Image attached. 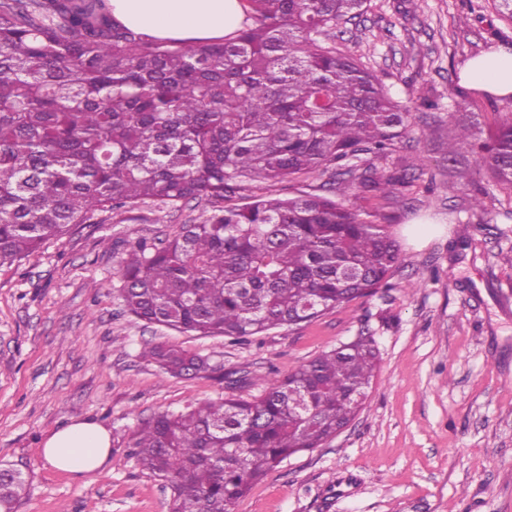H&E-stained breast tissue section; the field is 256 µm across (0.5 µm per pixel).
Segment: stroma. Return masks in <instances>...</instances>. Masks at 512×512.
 <instances>
[{
	"instance_id": "stroma-1",
	"label": "stroma",
	"mask_w": 512,
	"mask_h": 512,
	"mask_svg": "<svg viewBox=\"0 0 512 512\" xmlns=\"http://www.w3.org/2000/svg\"><path fill=\"white\" fill-rule=\"evenodd\" d=\"M336 46L411 114L409 135L381 162L413 163L410 182L368 202L390 215L385 228L401 249L391 288L236 343L145 323L124 309L119 268L135 242L202 222L211 207L196 202L104 213L0 266V463L27 480L15 512H169L170 490L128 454L131 432L227 388L162 372L141 359L145 345L249 372L237 392L249 399L268 375L362 334L375 337L380 364L355 420L268 472L232 512H512V199L478 155H448L457 129L484 139L512 116V97L459 83L470 58L512 48V20L496 0H368ZM85 419L112 435L105 470L90 481L42 456L51 433Z\"/></svg>"
}]
</instances>
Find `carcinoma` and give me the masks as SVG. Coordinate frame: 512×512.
<instances>
[{
	"label": "carcinoma",
	"instance_id": "1",
	"mask_svg": "<svg viewBox=\"0 0 512 512\" xmlns=\"http://www.w3.org/2000/svg\"><path fill=\"white\" fill-rule=\"evenodd\" d=\"M248 22L220 42L149 38L112 21L106 0H0V265L101 213L205 200L199 224L137 246L120 275L126 311L149 324L241 339L297 325L381 288L400 261L390 217L348 204L405 183L378 168L410 113L331 41L367 0H243ZM469 148L512 190V120ZM334 177L330 193L224 205L256 180ZM140 358L171 376L221 374L185 350ZM379 364L359 336L263 394L161 412L132 432L137 464L171 490L170 512H231L251 484L318 448L363 408ZM26 481L0 468V512Z\"/></svg>",
	"mask_w": 512,
	"mask_h": 512
}]
</instances>
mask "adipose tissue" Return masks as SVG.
Listing matches in <instances>:
<instances>
[{
  "instance_id": "obj_1",
  "label": "adipose tissue",
  "mask_w": 512,
  "mask_h": 512,
  "mask_svg": "<svg viewBox=\"0 0 512 512\" xmlns=\"http://www.w3.org/2000/svg\"><path fill=\"white\" fill-rule=\"evenodd\" d=\"M115 21L146 36L188 42L220 40L245 18L244 0H109ZM461 84L499 97L512 96V52L490 49L469 59ZM111 436L99 423L75 421L51 434L43 448L53 467L81 478L99 474Z\"/></svg>"
}]
</instances>
